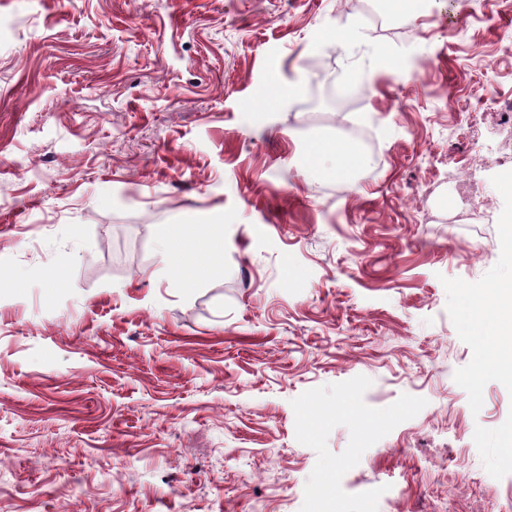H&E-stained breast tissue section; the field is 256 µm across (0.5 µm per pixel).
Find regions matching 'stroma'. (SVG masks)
I'll return each instance as SVG.
<instances>
[{"mask_svg": "<svg viewBox=\"0 0 512 512\" xmlns=\"http://www.w3.org/2000/svg\"><path fill=\"white\" fill-rule=\"evenodd\" d=\"M507 45L512 0H0V512H503ZM310 163L326 177L348 181L366 163V158L351 144L336 140L316 144L310 154ZM188 224H168L165 228V240L168 246V265L182 285L194 283L200 276V265L190 262L182 248L188 243L186 228ZM498 289H507L510 297V310L496 312L493 309L478 308L483 335L489 336V344L486 352L479 358L476 366V374L492 372L501 379L511 383L512 360L505 359L500 353V341L498 336H506L512 331V281L509 284L498 286Z\"/></svg>", "mask_w": 512, "mask_h": 512, "instance_id": "stroma-1", "label": "stroma"}]
</instances>
